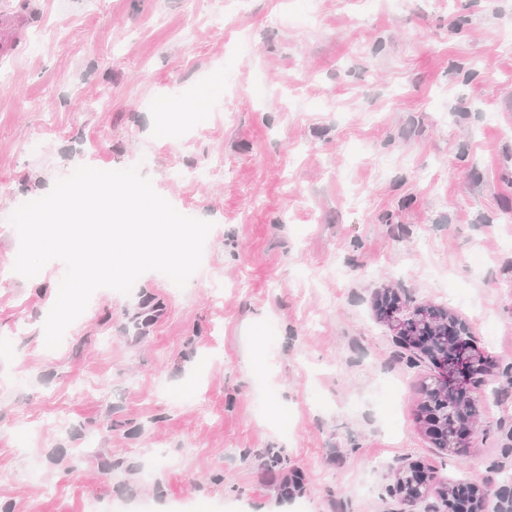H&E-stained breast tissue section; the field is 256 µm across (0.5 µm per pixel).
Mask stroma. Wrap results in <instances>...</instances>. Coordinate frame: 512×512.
<instances>
[{
    "mask_svg": "<svg viewBox=\"0 0 512 512\" xmlns=\"http://www.w3.org/2000/svg\"><path fill=\"white\" fill-rule=\"evenodd\" d=\"M224 2L0 0L26 20L0 61V264L13 206L80 165L148 159L214 223L185 288L97 290L54 350L64 262L0 276V508L401 512L387 488L412 464L437 490L512 486V0H313L306 24L237 0L235 30ZM211 156L223 176L183 179ZM387 290L400 316L466 322L491 362L459 448L419 419L436 370L380 317Z\"/></svg>",
    "mask_w": 512,
    "mask_h": 512,
    "instance_id": "stroma-1",
    "label": "stroma"
}]
</instances>
